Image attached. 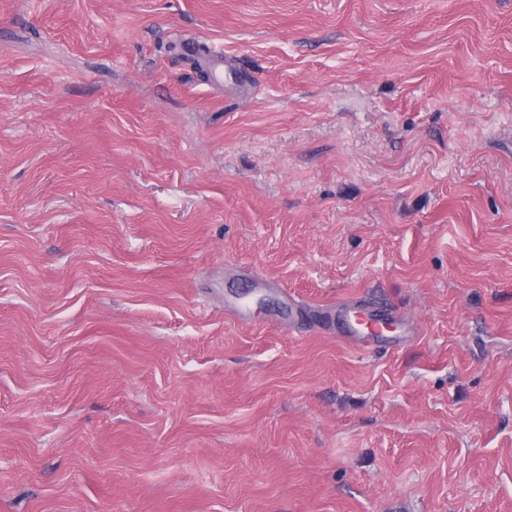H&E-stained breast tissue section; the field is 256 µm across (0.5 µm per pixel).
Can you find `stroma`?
<instances>
[{
  "instance_id": "35a3bbf8",
  "label": "stroma",
  "mask_w": 512,
  "mask_h": 512,
  "mask_svg": "<svg viewBox=\"0 0 512 512\" xmlns=\"http://www.w3.org/2000/svg\"><path fill=\"white\" fill-rule=\"evenodd\" d=\"M0 512H512V0H0ZM185 54L191 56L204 70L209 79L214 83H219L223 79L224 73V48L213 45L208 48L203 57L196 56V47L190 44H184ZM360 313H361L360 311H358L357 309H355L353 307L344 308L341 311V314L339 316V321H340L341 325L345 328V330L350 334V337H352L359 346L372 347L377 342L374 338L357 337L358 335L355 332L356 330L359 329V327H363L358 322V315Z\"/></svg>"
}]
</instances>
